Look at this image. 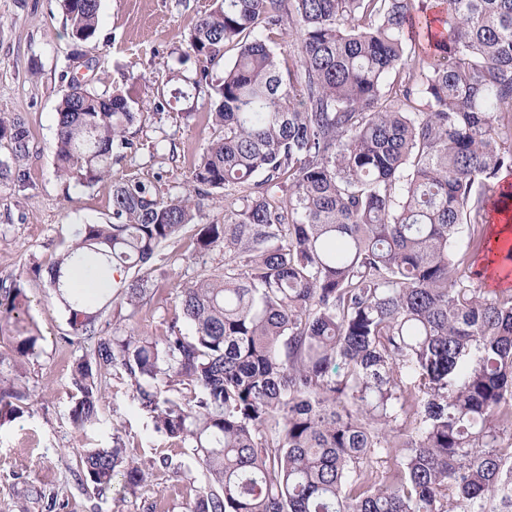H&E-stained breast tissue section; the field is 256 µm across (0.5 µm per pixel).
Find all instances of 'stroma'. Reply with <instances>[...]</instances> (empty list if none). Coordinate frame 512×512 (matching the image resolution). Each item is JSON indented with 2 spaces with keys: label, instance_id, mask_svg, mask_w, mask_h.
<instances>
[{
  "label": "stroma",
  "instance_id": "35a3bbf8",
  "mask_svg": "<svg viewBox=\"0 0 512 512\" xmlns=\"http://www.w3.org/2000/svg\"><path fill=\"white\" fill-rule=\"evenodd\" d=\"M213 0H100L102 22L94 39L74 46L62 0H0V114L19 115L31 132L25 187L0 183V281L22 280L31 301L29 316L42 335L36 357L18 367L26 392L24 414L0 427V512H45L41 496L57 497L65 512H142V499L114 482L104 494L84 490L76 474L88 449L111 445L120 434L131 456L154 461L152 490L158 512H185L182 485L203 486L202 466L189 449L154 432L139 410L132 386L110 375L103 382L100 422L78 429L70 418V371L91 355L92 339L71 345L68 315L46 276L34 265L52 263L79 225L105 220L111 212L113 179L139 178L179 193L207 147L219 136L207 120L211 102L201 96L164 105V94L194 77L200 64L187 52L191 22ZM81 49L90 62L80 81L98 91L128 90L139 119L135 146L112 165V180L90 187L64 186L54 172L52 143L56 107L71 77L70 56ZM193 227L169 242L146 267L150 290L127 329L160 335L179 310V285L224 270V248L196 256ZM171 466H163L162 458Z\"/></svg>",
  "mask_w": 512,
  "mask_h": 512
}]
</instances>
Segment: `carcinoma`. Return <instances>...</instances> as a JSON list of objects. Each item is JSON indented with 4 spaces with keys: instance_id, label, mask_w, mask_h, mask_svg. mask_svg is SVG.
<instances>
[{
    "instance_id": "1",
    "label": "carcinoma",
    "mask_w": 512,
    "mask_h": 512,
    "mask_svg": "<svg viewBox=\"0 0 512 512\" xmlns=\"http://www.w3.org/2000/svg\"><path fill=\"white\" fill-rule=\"evenodd\" d=\"M93 39L100 0H63ZM215 0L189 34L204 62L175 101L205 94L222 135L183 192L113 183L111 220L80 225L48 267L66 341L98 333L94 297L70 288L148 263L189 224L194 252L224 244V272L181 286L160 336L115 327L71 371L70 417L99 421V377L135 388L154 431L191 449L208 478L188 512H499L512 506V289L489 296L454 243L467 227L488 263L512 262L477 187L512 170V0ZM289 30L291 50H276ZM425 33L412 58L406 31ZM237 50L215 78L209 65ZM397 80L387 81L389 75ZM132 98L71 83L57 109L56 176L90 185L134 147ZM0 181L23 185L31 135L0 115ZM224 191V223L199 197ZM149 279L119 282L136 312ZM22 281L0 284V365L38 354ZM0 373V427L21 417ZM151 465L112 446L85 453L82 485Z\"/></svg>"
}]
</instances>
